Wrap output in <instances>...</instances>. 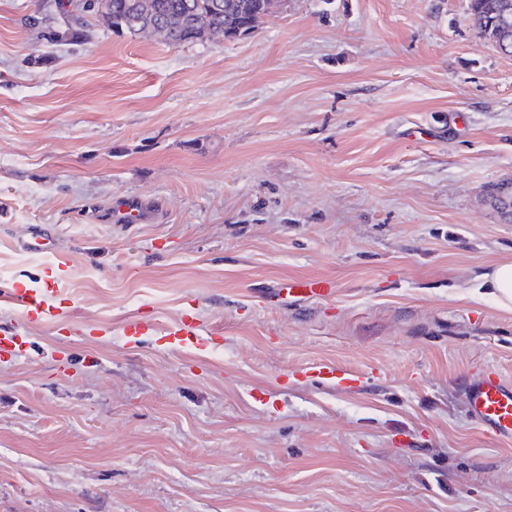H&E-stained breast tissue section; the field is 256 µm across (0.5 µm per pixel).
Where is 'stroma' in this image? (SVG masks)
Listing matches in <instances>:
<instances>
[{"label":"stroma","instance_id":"stroma-1","mask_svg":"<svg viewBox=\"0 0 512 512\" xmlns=\"http://www.w3.org/2000/svg\"><path fill=\"white\" fill-rule=\"evenodd\" d=\"M39 0H0V512H512V439L463 383L512 379V260L485 200L512 177V56L466 0H282L250 36L173 46L92 22L47 40ZM118 197L154 224L103 223ZM68 270L57 323L2 293ZM330 300L278 307L298 278ZM191 308L205 350L128 318ZM112 334H99L100 324ZM360 389L303 381L311 363ZM484 289L499 308L512 309V260L493 265L482 274ZM334 283L329 279L295 280L288 288H273L269 299L277 303H286L289 299L302 301L305 298L330 299L335 296ZM29 345L28 336L18 328L0 332V356H26ZM304 377L314 379L330 386H336V389L357 390L362 385L363 377L346 367L335 363L321 362L302 371Z\"/></svg>","mask_w":512,"mask_h":512}]
</instances>
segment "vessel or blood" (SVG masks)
I'll use <instances>...</instances> for the list:
<instances>
[{"label": "vessel or blood", "instance_id": "obj_1", "mask_svg": "<svg viewBox=\"0 0 512 512\" xmlns=\"http://www.w3.org/2000/svg\"><path fill=\"white\" fill-rule=\"evenodd\" d=\"M158 218L156 206L138 198L114 200L105 214V220L110 224H152ZM65 270L60 259H53L46 267L45 287L16 289L9 296L11 303L29 317H55L57 303L66 295ZM335 294L333 282L319 278L296 280L289 287L273 289L270 299L277 303L306 298L327 300ZM163 334L171 344L197 348L206 347L213 339L212 330L188 309L181 312L175 326L164 328ZM29 345L28 336L20 329L0 332V356H26ZM303 375L339 389L353 391L362 385L359 373L329 362L313 364L304 369ZM464 393L469 415L483 432L496 438L512 439V380L493 369L481 378L467 382Z\"/></svg>", "mask_w": 512, "mask_h": 512}]
</instances>
